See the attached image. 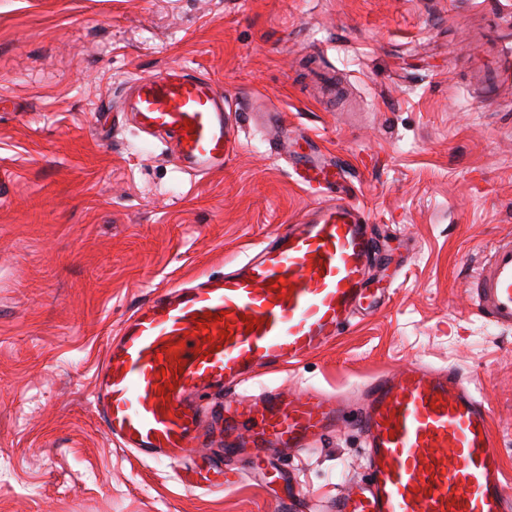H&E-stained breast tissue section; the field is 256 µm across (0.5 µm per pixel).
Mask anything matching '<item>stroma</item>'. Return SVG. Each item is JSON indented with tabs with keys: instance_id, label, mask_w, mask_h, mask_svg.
Wrapping results in <instances>:
<instances>
[{
	"instance_id": "35a3bbf8",
	"label": "stroma",
	"mask_w": 512,
	"mask_h": 512,
	"mask_svg": "<svg viewBox=\"0 0 512 512\" xmlns=\"http://www.w3.org/2000/svg\"><path fill=\"white\" fill-rule=\"evenodd\" d=\"M484 0H0V512H332L363 477L340 424L311 452L224 490L105 433L94 384L108 340L170 277L221 273L312 197L248 109L283 112L335 157L383 251L390 301L302 364L262 376L291 395L358 391L415 362L476 380L512 482V328L468 288L512 233V68L494 94L468 63ZM209 75L242 119L222 172L188 177L118 112L129 83Z\"/></svg>"
}]
</instances>
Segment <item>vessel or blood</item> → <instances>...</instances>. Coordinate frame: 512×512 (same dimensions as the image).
I'll return each mask as SVG.
<instances>
[{
  "instance_id": "vessel-or-blood-1",
  "label": "vessel or blood",
  "mask_w": 512,
  "mask_h": 512,
  "mask_svg": "<svg viewBox=\"0 0 512 512\" xmlns=\"http://www.w3.org/2000/svg\"><path fill=\"white\" fill-rule=\"evenodd\" d=\"M122 109L194 179L223 171L240 148L223 89L187 68L132 81ZM291 176L318 194L316 206L224 274L158 291L111 338L94 402L113 441L179 464L211 419L225 458L248 464L308 452L343 422L347 394L310 386L298 397L248 395L263 372L301 362L390 299L389 287L367 282L388 258L335 162L301 156ZM470 296L485 318L512 327V234L487 254ZM216 393L219 410L204 400ZM359 396L366 476L334 512H512L491 408L454 368L414 363L375 377Z\"/></svg>"
}]
</instances>
